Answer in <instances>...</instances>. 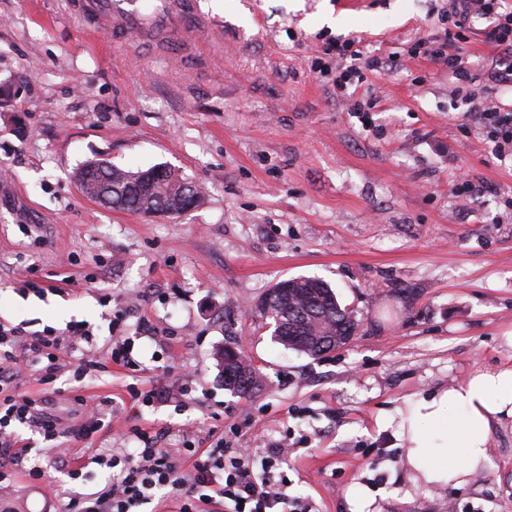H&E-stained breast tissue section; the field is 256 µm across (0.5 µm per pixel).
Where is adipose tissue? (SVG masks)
<instances>
[{
	"mask_svg": "<svg viewBox=\"0 0 512 512\" xmlns=\"http://www.w3.org/2000/svg\"><path fill=\"white\" fill-rule=\"evenodd\" d=\"M512 420V367L478 371L429 398L407 401L396 434L422 484H467L487 468L493 428Z\"/></svg>",
	"mask_w": 512,
	"mask_h": 512,
	"instance_id": "obj_1",
	"label": "adipose tissue"
}]
</instances>
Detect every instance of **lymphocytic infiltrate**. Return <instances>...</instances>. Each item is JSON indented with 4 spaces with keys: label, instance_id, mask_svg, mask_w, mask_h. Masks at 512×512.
<instances>
[{
    "label": "lymphocytic infiltrate",
    "instance_id": "obj_1",
    "mask_svg": "<svg viewBox=\"0 0 512 512\" xmlns=\"http://www.w3.org/2000/svg\"><path fill=\"white\" fill-rule=\"evenodd\" d=\"M501 2L448 0L441 16L443 35L418 40L414 53L463 76L464 56L451 51V39L454 33L469 29L474 20L485 19L489 22L487 42L512 57V11H501ZM334 49L337 58L347 62L335 72V85L340 91L365 73H379L389 67L383 58L362 55L348 43L335 44ZM479 110L493 154L500 159L512 156V111L490 104L480 105ZM90 334L89 327L82 323L68 325L63 333L50 326L31 332L19 325L0 324V484L17 478L19 464L33 448L32 442L16 433L20 425L41 437L52 462L68 468L70 478L79 475L72 467L70 445L74 442L89 444V462L113 470L109 486L71 496L62 512H139L155 501L176 502V512H314L310 503L288 495L287 476L274 475L275 462L284 453L280 447L259 459L250 449L230 448L220 439L202 448L187 435L179 452L174 453L162 445L167 436L165 429L149 431L134 426L129 433L138 443L135 453L120 448L109 454L93 451L97 436L112 426L110 408L114 398L104 397L101 405L92 407L78 423L65 427L48 412L44 393L22 390L17 370L19 364H26L37 374L40 384H52L71 355L67 338L85 341ZM133 345L131 337H114L104 355L83 358L74 370L75 376L114 365L129 372L140 371V363L131 356Z\"/></svg>",
    "mask_w": 512,
    "mask_h": 512
}]
</instances>
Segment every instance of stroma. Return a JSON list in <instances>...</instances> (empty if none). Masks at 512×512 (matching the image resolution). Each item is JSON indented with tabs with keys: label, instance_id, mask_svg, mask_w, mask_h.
Segmentation results:
<instances>
[{
	"label": "stroma",
	"instance_id": "1",
	"mask_svg": "<svg viewBox=\"0 0 512 512\" xmlns=\"http://www.w3.org/2000/svg\"><path fill=\"white\" fill-rule=\"evenodd\" d=\"M69 0H0V322L65 330L86 322L98 353L134 339L142 370L52 386L63 425L73 388L121 406L99 450L134 448L127 428L179 429L266 454L295 440L276 472L317 512H506L512 423L490 438L491 463L461 488L413 487L391 419L479 370L512 366V160L496 159L468 87L411 58L448 0H201L220 36L190 32L167 56L87 32ZM342 38L398 65L368 75L354 116L313 63ZM135 170L166 164L205 200L145 218L81 194L92 158ZM318 277L360 327L313 358L274 341L255 305L278 281ZM43 295L24 293V281ZM126 321L110 329V315ZM241 351L261 385L224 387L219 355ZM191 384L182 407L145 405L130 389ZM111 469L73 481L47 469L38 485L0 486L19 512H59L103 489Z\"/></svg>",
	"mask_w": 512,
	"mask_h": 512
}]
</instances>
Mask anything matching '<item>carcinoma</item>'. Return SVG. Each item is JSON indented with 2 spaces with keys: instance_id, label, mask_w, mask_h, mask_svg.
Wrapping results in <instances>:
<instances>
[{
  "instance_id": "cac0c4a2",
  "label": "carcinoma",
  "mask_w": 512,
  "mask_h": 512,
  "mask_svg": "<svg viewBox=\"0 0 512 512\" xmlns=\"http://www.w3.org/2000/svg\"><path fill=\"white\" fill-rule=\"evenodd\" d=\"M78 172L87 177L93 193L107 190L116 210L137 214L145 204L161 206L173 214L182 210L184 186L189 180L167 165L136 172L117 168L106 159L88 160ZM281 292L264 296L258 310L270 320L276 341L309 356L321 357L336 350V338L356 333L359 323L354 311L343 306L333 289L317 277H294L279 281ZM224 387L246 396L258 384L254 367L238 352H223Z\"/></svg>"
}]
</instances>
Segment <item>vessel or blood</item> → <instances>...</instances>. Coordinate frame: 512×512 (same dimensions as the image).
I'll return each mask as SVG.
<instances>
[{
  "instance_id": "vessel-or-blood-1",
  "label": "vessel or blood",
  "mask_w": 512,
  "mask_h": 512,
  "mask_svg": "<svg viewBox=\"0 0 512 512\" xmlns=\"http://www.w3.org/2000/svg\"><path fill=\"white\" fill-rule=\"evenodd\" d=\"M71 7L81 22L106 33L117 45L126 44L133 36L140 44L151 46L215 26L199 0H158L149 11L142 8L141 0H73Z\"/></svg>"
}]
</instances>
